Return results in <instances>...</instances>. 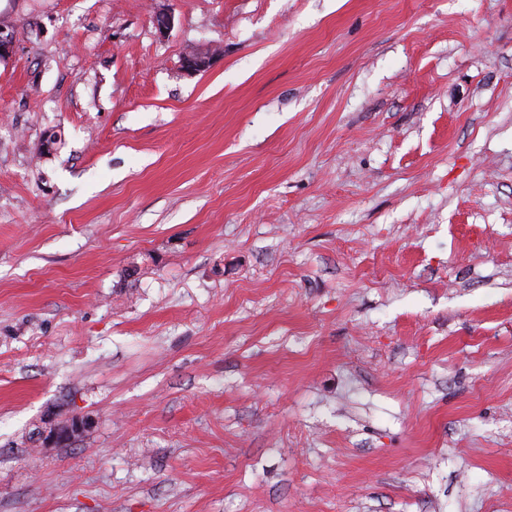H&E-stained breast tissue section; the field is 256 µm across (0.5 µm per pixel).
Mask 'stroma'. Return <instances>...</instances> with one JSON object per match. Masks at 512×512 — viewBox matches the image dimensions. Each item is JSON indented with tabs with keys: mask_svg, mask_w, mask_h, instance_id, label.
<instances>
[{
	"mask_svg": "<svg viewBox=\"0 0 512 512\" xmlns=\"http://www.w3.org/2000/svg\"><path fill=\"white\" fill-rule=\"evenodd\" d=\"M0 35V512H512V0ZM91 424L92 422L88 418H74L72 426L68 425L67 428H61V426H59L51 432L42 433L41 441L45 445L70 441L85 428H89Z\"/></svg>",
	"mask_w": 512,
	"mask_h": 512,
	"instance_id": "obj_1",
	"label": "stroma"
}]
</instances>
